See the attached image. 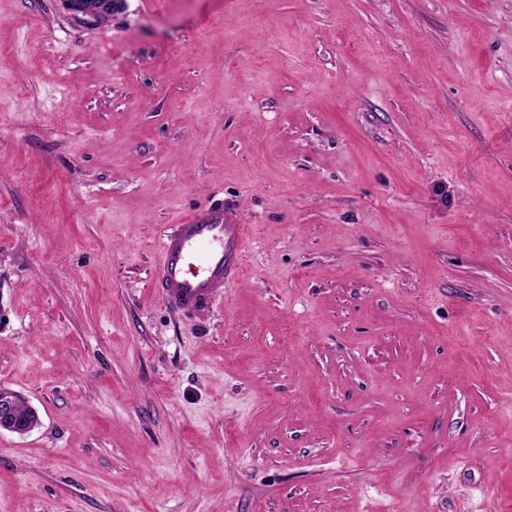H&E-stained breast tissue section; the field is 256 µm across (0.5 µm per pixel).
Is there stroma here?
Listing matches in <instances>:
<instances>
[{"mask_svg":"<svg viewBox=\"0 0 512 512\" xmlns=\"http://www.w3.org/2000/svg\"><path fill=\"white\" fill-rule=\"evenodd\" d=\"M0 387V512H512V0H0ZM64 9L75 17L97 21L102 16L111 17L125 0H61ZM247 227L236 209L198 212L173 224L158 242L162 295L184 313L209 311L220 288L239 280ZM17 396L16 404L15 393L0 388V432L8 431L23 436L39 425V417L32 408L30 416L20 417L18 414L25 415L27 413L28 404L19 395Z\"/></svg>","mask_w":512,"mask_h":512,"instance_id":"stroma-1","label":"stroma"}]
</instances>
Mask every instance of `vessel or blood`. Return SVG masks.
<instances>
[{
    "label": "vessel or blood",
    "mask_w": 512,
    "mask_h": 512,
    "mask_svg": "<svg viewBox=\"0 0 512 512\" xmlns=\"http://www.w3.org/2000/svg\"><path fill=\"white\" fill-rule=\"evenodd\" d=\"M247 227L231 207L194 214L174 224L158 242L156 276L166 300L179 311H209L220 288L239 280Z\"/></svg>",
    "instance_id": "obj_1"
}]
</instances>
